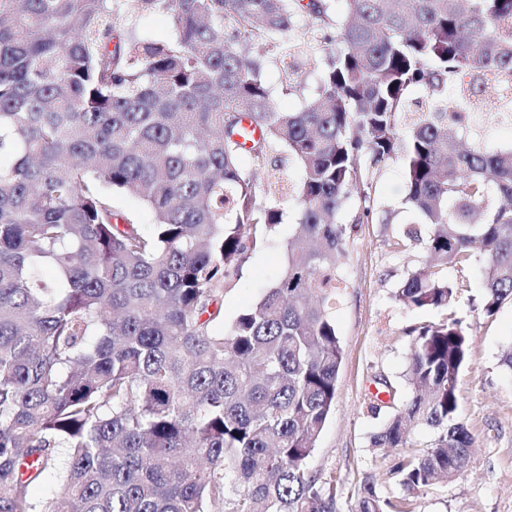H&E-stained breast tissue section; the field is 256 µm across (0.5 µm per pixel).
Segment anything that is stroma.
Segmentation results:
<instances>
[{
    "mask_svg": "<svg viewBox=\"0 0 512 512\" xmlns=\"http://www.w3.org/2000/svg\"><path fill=\"white\" fill-rule=\"evenodd\" d=\"M324 59L321 51L302 57L300 87L288 94L282 89L285 74L279 56L261 57V75L280 111L303 109L316 91ZM374 183L379 205L373 221L355 227L341 258L344 284L334 319L343 363L336 408L306 466L336 479L342 489L337 512H348L347 492L364 472L376 474L383 497L409 498L412 512H512V371L501 363L504 347L512 343V302H505L491 316L481 311L482 261L476 255L463 270L448 272L450 279L463 280L465 285L450 309L419 311L395 300L399 283L428 261L427 228L404 205L405 183L397 165L376 169ZM411 226L417 228L418 240L396 247L400 233ZM292 233L291 224L279 225L268 247L249 254L241 264L238 279L224 290L225 320L254 305L272 284L285 261L283 244ZM448 316L461 319L472 340L457 391L474 447L461 477L408 495L390 475L394 455H382L371 445L373 434L392 410L375 412L371 404L383 379L401 394L409 392L403 377L411 343L407 329Z\"/></svg>",
    "mask_w": 512,
    "mask_h": 512,
    "instance_id": "35a3bbf8",
    "label": "stroma"
}]
</instances>
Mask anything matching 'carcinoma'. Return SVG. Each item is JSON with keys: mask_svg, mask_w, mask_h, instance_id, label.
Returning a JSON list of instances; mask_svg holds the SVG:
<instances>
[{"mask_svg": "<svg viewBox=\"0 0 512 512\" xmlns=\"http://www.w3.org/2000/svg\"><path fill=\"white\" fill-rule=\"evenodd\" d=\"M328 2L0 0V512H336V482L305 462L343 360L339 215L354 196V223L373 220L380 166L400 167L429 227L432 264L395 297L448 308L461 288L446 270L477 247L482 311L512 301V148L448 133L487 84L512 86V0ZM157 10L168 40L119 26ZM303 13L316 28L295 41ZM321 48L316 96L276 111L251 53L288 61L292 93L297 60ZM290 163L292 185L277 177ZM288 195L285 262L226 324L224 287ZM407 335L411 392L371 445L402 449L391 475L422 491L469 461L457 381L471 342L458 319ZM49 471L59 489L41 502ZM354 497L353 512H405L367 472ZM116 207L134 217L140 224H151L152 215L142 202L133 196L121 195L115 200Z\"/></svg>", "mask_w": 512, "mask_h": 512, "instance_id": "cac0c4a2", "label": "carcinoma"}]
</instances>
